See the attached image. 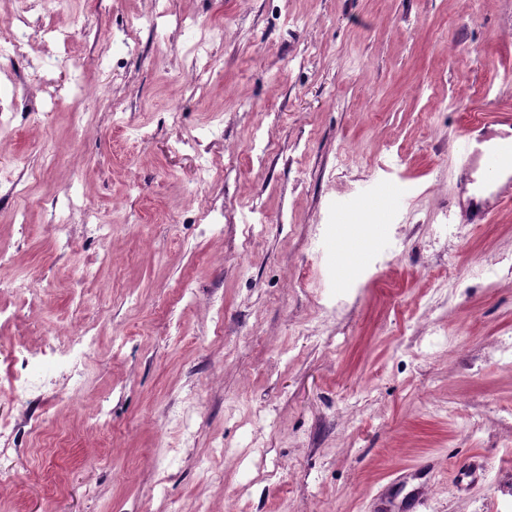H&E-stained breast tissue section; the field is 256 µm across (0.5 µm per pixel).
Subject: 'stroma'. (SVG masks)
<instances>
[{"instance_id":"35a3bbf8","label":"stroma","mask_w":512,"mask_h":512,"mask_svg":"<svg viewBox=\"0 0 512 512\" xmlns=\"http://www.w3.org/2000/svg\"><path fill=\"white\" fill-rule=\"evenodd\" d=\"M179 17L224 32L204 79ZM9 21L0 512H372L420 472L416 512H512V205L457 208L467 114L512 113V0H0ZM389 181L405 199L370 205ZM33 352L52 378L14 399Z\"/></svg>"}]
</instances>
